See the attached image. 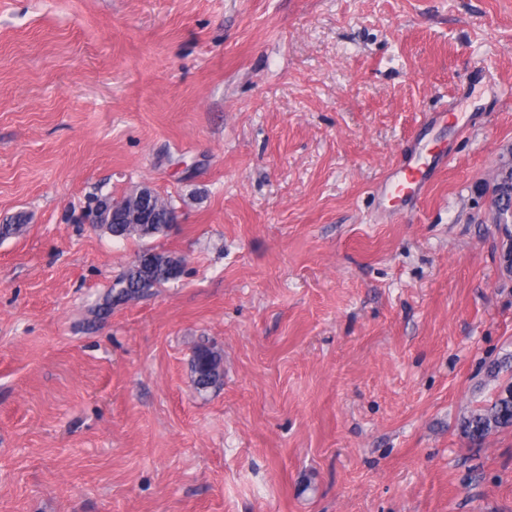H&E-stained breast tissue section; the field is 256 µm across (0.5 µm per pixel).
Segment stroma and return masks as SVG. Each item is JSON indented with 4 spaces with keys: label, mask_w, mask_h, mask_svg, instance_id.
<instances>
[{
    "label": "stroma",
    "mask_w": 512,
    "mask_h": 512,
    "mask_svg": "<svg viewBox=\"0 0 512 512\" xmlns=\"http://www.w3.org/2000/svg\"><path fill=\"white\" fill-rule=\"evenodd\" d=\"M511 150L512 0H0V512H512V427L461 429L512 382ZM143 185L181 224L83 222ZM145 249L181 277L99 316ZM434 159L425 166H419L417 162L400 168L385 176L377 185L376 190L383 195L392 197L410 198L412 207L419 200L431 174L437 168L444 156L433 154ZM487 192L488 219L493 224H498L501 215L509 210V204H512V165L502 163L497 167ZM174 208L175 207L171 202L165 201L161 198L159 200H154L152 213L156 224L151 225L157 226L158 232L149 236L143 234V225L146 224H137L136 222H133L136 218L133 217L135 211L132 207L128 208L127 211L120 216L121 222L119 224H109L112 220V212L108 210L103 199L99 200L93 207L86 211L84 223L91 224L93 227L99 226L100 224H109V227L106 230L114 237L125 239L134 236H137L139 239L153 237L165 233L162 226L167 224H162L161 222L165 220L168 211ZM191 365L193 384L199 392L207 391L218 384L222 376L221 356L206 344H197L192 349Z\"/></svg>",
    "instance_id": "stroma-1"
}]
</instances>
